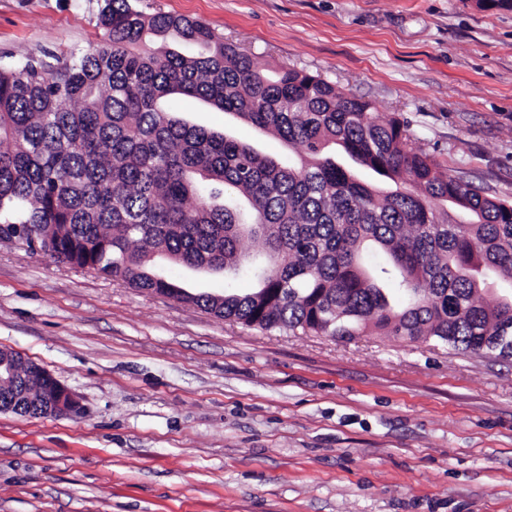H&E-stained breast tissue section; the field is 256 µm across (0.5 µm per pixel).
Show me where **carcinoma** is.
<instances>
[{"label": "carcinoma", "instance_id": "carcinoma-1", "mask_svg": "<svg viewBox=\"0 0 512 512\" xmlns=\"http://www.w3.org/2000/svg\"><path fill=\"white\" fill-rule=\"evenodd\" d=\"M104 41L0 67V239L172 294L162 264L246 272L257 289L182 301L261 329L368 326L512 358V200L451 174L408 126L320 75L262 65L204 22L103 0ZM198 46L197 55L180 45ZM189 96L288 146V159L193 124ZM372 174L362 178L358 169ZM261 242L266 261L243 249ZM0 405L38 417L25 359Z\"/></svg>", "mask_w": 512, "mask_h": 512}]
</instances>
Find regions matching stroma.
Masks as SVG:
<instances>
[{
	"mask_svg": "<svg viewBox=\"0 0 512 512\" xmlns=\"http://www.w3.org/2000/svg\"><path fill=\"white\" fill-rule=\"evenodd\" d=\"M398 117L512 199V10L487 0H137ZM97 0H0V64L102 40ZM190 122L287 157L184 98ZM192 293L248 276L168 264ZM81 412H0V512H512V360L369 327L263 330L0 242V348Z\"/></svg>",
	"mask_w": 512,
	"mask_h": 512,
	"instance_id": "1",
	"label": "stroma"
}]
</instances>
